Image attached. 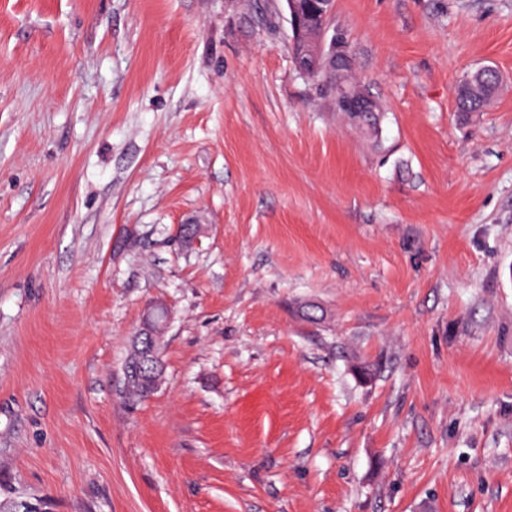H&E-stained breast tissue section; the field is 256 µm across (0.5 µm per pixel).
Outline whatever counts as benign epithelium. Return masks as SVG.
I'll return each mask as SVG.
<instances>
[{
  "label": "benign epithelium",
  "mask_w": 512,
  "mask_h": 512,
  "mask_svg": "<svg viewBox=\"0 0 512 512\" xmlns=\"http://www.w3.org/2000/svg\"><path fill=\"white\" fill-rule=\"evenodd\" d=\"M291 17L292 52L295 65L302 73L315 76L322 70V60L328 59L336 76L344 82L338 107L363 117L376 112V99L369 95L354 72L352 55L339 36L326 38L333 0H321L313 7L308 0H287ZM169 320L168 311H160L151 323H142L133 336L135 345L144 349L164 337Z\"/></svg>",
  "instance_id": "obj_1"
}]
</instances>
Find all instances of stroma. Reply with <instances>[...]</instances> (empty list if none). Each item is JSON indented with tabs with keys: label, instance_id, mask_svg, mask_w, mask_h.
<instances>
[{
	"label": "stroma",
	"instance_id": "1",
	"mask_svg": "<svg viewBox=\"0 0 512 512\" xmlns=\"http://www.w3.org/2000/svg\"><path fill=\"white\" fill-rule=\"evenodd\" d=\"M331 26L377 140L280 0H0V512H512V0ZM493 71L497 75L494 74H488L484 77V84L483 87L479 89L480 83L474 84L470 88V93H475L479 90L480 96H474L473 98L467 97L464 99H460L457 104V110L458 112H482L483 107L485 106L484 100L488 98V96H491L494 93V87H495V80L497 83V88L502 84V78L500 74L495 71V69L491 66H483L477 69L476 74L481 78L485 72ZM169 320V313L167 310L161 309L157 319L154 322H142L140 327L136 330L133 336L135 345H139L142 349H147L149 346L155 344L156 339L163 340ZM162 345L163 342L157 344L148 358L141 362L140 368L131 371L130 377L124 376L126 394L130 398L142 400L152 394L155 380L163 373Z\"/></svg>",
	"mask_w": 512,
	"mask_h": 512
}]
</instances>
